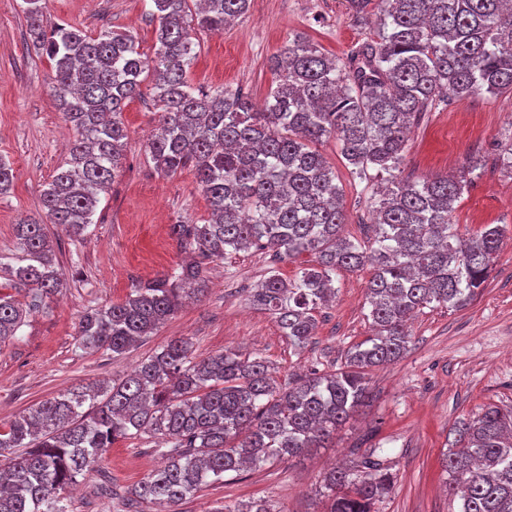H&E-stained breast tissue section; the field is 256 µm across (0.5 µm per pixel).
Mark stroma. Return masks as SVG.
I'll return each mask as SVG.
<instances>
[{"instance_id": "obj_1", "label": "stroma", "mask_w": 512, "mask_h": 512, "mask_svg": "<svg viewBox=\"0 0 512 512\" xmlns=\"http://www.w3.org/2000/svg\"><path fill=\"white\" fill-rule=\"evenodd\" d=\"M55 20L89 32L104 27L129 30L141 49L152 53L155 25L150 0H47ZM23 0H0V156L9 160L14 180L0 196V252L15 247L14 228L39 210V196L67 157L73 136L51 90V63L27 40ZM304 35L325 53L344 57L377 37L376 24L352 17L347 0H250L248 12L219 32L196 33L195 85L230 87L263 105L275 81L268 66L288 38ZM150 95L129 102L125 164L102 198L83 239L50 226L58 259L69 282L49 309L28 317L16 339L0 345V427L40 400L78 384L119 380L142 357L174 336L190 338L197 355L225 349L257 353L284 382L318 369L332 371L347 348L372 333L366 299L369 269L340 272L336 298L317 310L310 342L295 347L269 312L251 302L265 278L268 253L232 255L209 265L201 300L180 308L143 345L124 356L86 353L75 344L76 325L88 310L125 300L133 288L185 262L170 234L175 220L202 222L208 204L196 174L187 168L158 175L145 151L155 124ZM512 147V97L475 94L425 113L408 137L401 171L422 180L465 172L467 160L480 168L452 214L461 237L484 225L503 224V245L483 292L466 309L427 307L410 323V343L399 361L374 369L372 399L361 406L325 448H311L288 460L247 469L186 500L179 512H213L215 507L250 499L269 500L279 512H321L323 478L353 450L383 448L394 484L376 503V512H456L445 490L442 466L449 431L456 421L494 404L512 407V172L498 156ZM343 189L347 236L365 239L371 221L370 197L384 183L353 180L336 140L319 146ZM156 440H118L68 493L70 512H130L124 487L161 466Z\"/></svg>"}]
</instances>
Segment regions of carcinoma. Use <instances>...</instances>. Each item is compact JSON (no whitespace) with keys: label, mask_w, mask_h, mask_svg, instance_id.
<instances>
[{"label":"carcinoma","mask_w":512,"mask_h":512,"mask_svg":"<svg viewBox=\"0 0 512 512\" xmlns=\"http://www.w3.org/2000/svg\"><path fill=\"white\" fill-rule=\"evenodd\" d=\"M155 47L104 28L91 35L53 20L46 0H23L28 34L53 61V88L74 131L65 163L40 193V212L15 227L0 255V277L29 298L0 294V344L19 336L34 309L68 283L47 225L75 238L93 224L100 194L123 168L122 114L148 84L158 106L145 144L153 169L189 167L208 202L203 224L178 220L171 236L195 254L80 319L78 348L117 358L167 322L207 286V265L224 255L264 250L268 275L252 294L294 345H306L315 312L336 296V272L371 268L373 334L347 348L334 373L313 370L280 384L269 362L233 350L195 355L185 337L154 350L120 382H90L44 399L0 432V512H69L65 489L119 439H158L163 468L127 487L126 499L157 512L178 506L244 466L262 468L320 448L370 395L372 369L403 357L407 325L421 309L469 306L484 288L505 233L487 224L460 239L451 214L465 175L403 179L407 137L424 112L487 93L512 95V0H348L360 22L378 19V40L344 58L307 37L287 40L270 59L277 76L264 109L240 92L191 83L192 32L220 31L250 0H151ZM333 138L363 182L389 179L375 201L364 245L342 234L343 190L316 149ZM311 256L293 278L276 264ZM445 486L458 512H512V408L487 405L450 431ZM376 450L328 472L323 512H373L393 486ZM214 512H279L261 498Z\"/></svg>","instance_id":"1"}]
</instances>
